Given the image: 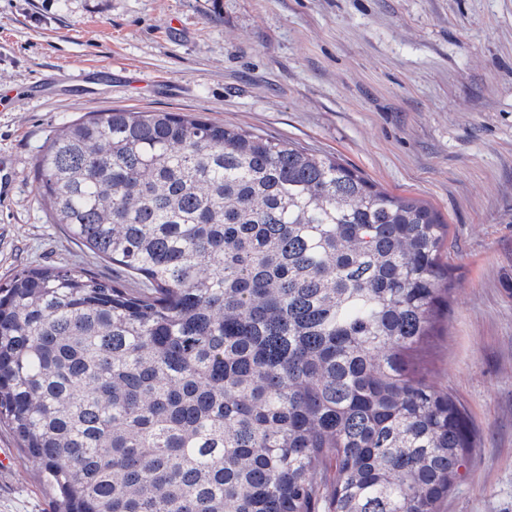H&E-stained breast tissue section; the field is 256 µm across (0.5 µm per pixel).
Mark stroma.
Here are the masks:
<instances>
[{
	"mask_svg": "<svg viewBox=\"0 0 512 512\" xmlns=\"http://www.w3.org/2000/svg\"><path fill=\"white\" fill-rule=\"evenodd\" d=\"M97 71L25 97L41 77ZM0 280L40 263L111 276L49 218L36 161L90 112H188L337 157L448 225V309L417 354L475 433L438 512H512V0H0ZM13 457L0 512H52Z\"/></svg>",
	"mask_w": 512,
	"mask_h": 512,
	"instance_id": "1",
	"label": "stroma"
}]
</instances>
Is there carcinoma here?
<instances>
[{
    "instance_id": "1",
    "label": "carcinoma",
    "mask_w": 512,
    "mask_h": 512,
    "mask_svg": "<svg viewBox=\"0 0 512 512\" xmlns=\"http://www.w3.org/2000/svg\"><path fill=\"white\" fill-rule=\"evenodd\" d=\"M36 168L137 284L0 283V424L54 512H437L474 434L412 367L448 298L433 209L183 112H90Z\"/></svg>"
}]
</instances>
